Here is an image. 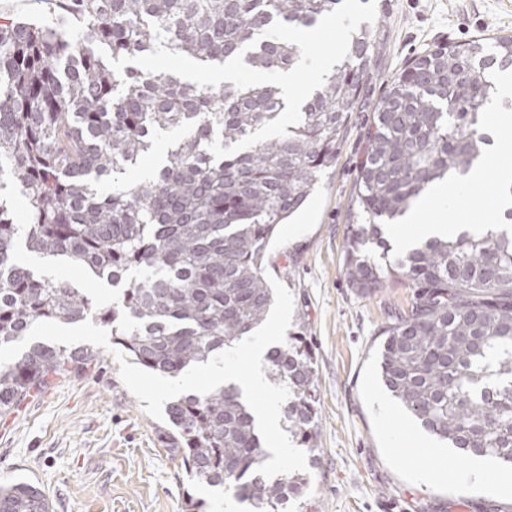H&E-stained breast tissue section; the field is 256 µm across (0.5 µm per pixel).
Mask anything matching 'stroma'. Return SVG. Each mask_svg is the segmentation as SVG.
Instances as JSON below:
<instances>
[{
	"label": "stroma",
	"instance_id": "obj_1",
	"mask_svg": "<svg viewBox=\"0 0 512 512\" xmlns=\"http://www.w3.org/2000/svg\"><path fill=\"white\" fill-rule=\"evenodd\" d=\"M372 79L353 113L334 167L300 212L279 225L265 257L306 318L320 395V453L306 476L301 512H512L500 469L466 491L421 481L415 466L448 471L465 461L448 448L418 455L429 435L402 408L381 418L380 331L406 309L411 288L394 281L357 293L343 272L348 211L364 157L371 109L387 81L437 44L512 35V0H376ZM164 421L147 415L123 384L113 354L100 350L81 374L59 378L0 414V485L41 487L52 512H182L186 496L204 512H241L230 491L193 484L165 448Z\"/></svg>",
	"mask_w": 512,
	"mask_h": 512
}]
</instances>
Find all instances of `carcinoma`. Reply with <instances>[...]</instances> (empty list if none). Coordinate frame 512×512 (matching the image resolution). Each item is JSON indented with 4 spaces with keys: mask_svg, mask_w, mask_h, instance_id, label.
<instances>
[{
    "mask_svg": "<svg viewBox=\"0 0 512 512\" xmlns=\"http://www.w3.org/2000/svg\"><path fill=\"white\" fill-rule=\"evenodd\" d=\"M41 23L0 22V344L38 321L112 328L134 363L177 377L250 335L273 289L264 260L279 224L336 163L369 78L374 41L362 28L348 57L301 107L287 135L220 159L286 108L279 87H201L100 54L138 57L161 45L222 64L240 51L260 71L290 70L295 44L265 37L276 21L309 29L342 0H61ZM512 60V36L436 46L411 60L376 104L344 243L350 287L371 294L394 279L413 288L409 311L383 327L378 373L388 395L462 458L512 466V237L429 239L388 260L381 226L404 216L429 186L477 168L490 142L494 73L472 51ZM176 134L159 170L133 173L158 140ZM26 200L16 221L8 187ZM83 268L115 287L112 304L47 277L18 258ZM306 321L270 351L268 378L290 390L288 432L318 448L314 356ZM97 352L37 342L0 366V413L50 379L83 371ZM165 447L194 483L227 487L252 512H283L306 479L266 478L269 458L240 387L167 403ZM0 512H52L39 487L0 486Z\"/></svg>",
    "mask_w": 512,
    "mask_h": 512,
    "instance_id": "carcinoma-1",
    "label": "carcinoma"
}]
</instances>
